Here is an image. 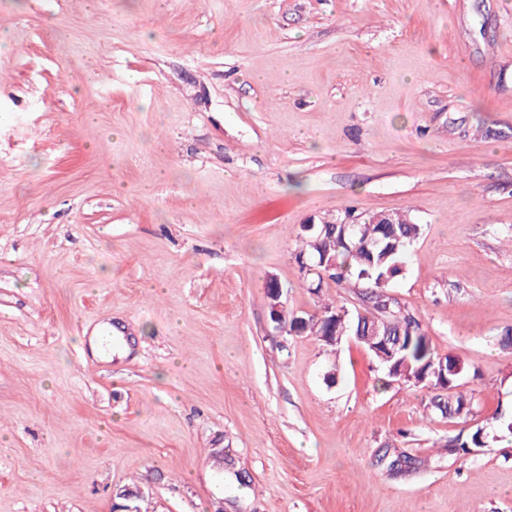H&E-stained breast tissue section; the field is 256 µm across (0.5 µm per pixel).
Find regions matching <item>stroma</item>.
I'll return each mask as SVG.
<instances>
[{
	"instance_id": "obj_1",
	"label": "stroma",
	"mask_w": 512,
	"mask_h": 512,
	"mask_svg": "<svg viewBox=\"0 0 512 512\" xmlns=\"http://www.w3.org/2000/svg\"><path fill=\"white\" fill-rule=\"evenodd\" d=\"M348 208L420 224L387 292L468 417L276 330L272 277L358 303L295 259ZM510 334L512 0H0V512H512L511 438L446 447Z\"/></svg>"
}]
</instances>
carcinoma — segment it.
<instances>
[{"instance_id": "1", "label": "carcinoma", "mask_w": 512, "mask_h": 512, "mask_svg": "<svg viewBox=\"0 0 512 512\" xmlns=\"http://www.w3.org/2000/svg\"><path fill=\"white\" fill-rule=\"evenodd\" d=\"M349 233L342 237L319 235L311 232L302 242L295 258L304 262L301 269L309 271V287L320 291L325 282L337 285L348 279L368 285L363 300L364 312L381 316L382 329L393 336H402V344L394 357L381 362L385 376L392 381L413 383L417 380L434 392L431 406L450 415L469 412L471 396L457 391L458 381L468 373V366L456 356L438 355L419 321L405 307L385 294L392 275L399 272L396 264L408 254L409 247L418 238L421 228L408 214H392V224H380L377 215L358 217V223L348 225ZM322 320L309 324L317 335H336V342L347 334H355L359 312L350 311L346 305L324 307ZM448 361V373L442 374L441 360ZM488 432L479 428L466 439L448 443L461 454L484 446Z\"/></svg>"}]
</instances>
